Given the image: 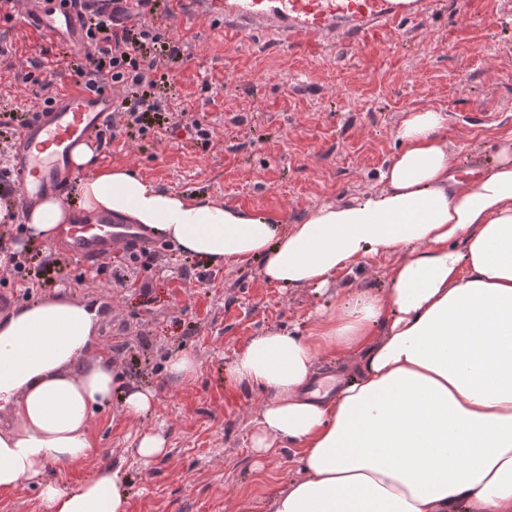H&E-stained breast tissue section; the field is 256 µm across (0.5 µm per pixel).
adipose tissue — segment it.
Masks as SVG:
<instances>
[{
  "label": "adipose tissue",
  "instance_id": "ef3b65f1",
  "mask_svg": "<svg viewBox=\"0 0 512 512\" xmlns=\"http://www.w3.org/2000/svg\"><path fill=\"white\" fill-rule=\"evenodd\" d=\"M441 112L411 113L378 191L278 224L159 188L122 167L84 171L79 209L130 219L209 265L257 260L270 282L323 286L367 258H389L386 289L350 294L307 335L254 337L232 379L267 393L253 447L289 446L299 477L266 512H512V139L464 180ZM69 209L49 197L27 215L28 244L52 241ZM90 314L62 298L0 325V490L39 489L42 512H126L127 477L104 466L82 485L46 480L95 453V408L122 394L129 418L154 394L120 388L112 360L94 354ZM351 357L334 394L306 390L320 353Z\"/></svg>",
  "mask_w": 512,
  "mask_h": 512
}]
</instances>
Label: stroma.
I'll return each mask as SVG.
<instances>
[{
	"label": "stroma",
	"instance_id": "35a3bbf8",
	"mask_svg": "<svg viewBox=\"0 0 512 512\" xmlns=\"http://www.w3.org/2000/svg\"><path fill=\"white\" fill-rule=\"evenodd\" d=\"M150 24L179 38L187 56L155 71L166 111H186L212 131L210 143L182 128L98 148L102 166H128L158 187L188 197L297 223L323 203L380 188L397 154V131L423 109L443 112L444 134L459 175L487 162L512 137V0H444L437 12L402 21L375 38L326 39L320 54L289 49L281 29L256 24L244 41L224 40V15L208 0H158ZM0 113L35 112L66 90L69 64L85 58L64 43L0 15ZM185 254L151 269H129L111 288L76 283L81 270H57L62 287L42 298H74L98 311L95 349L110 354L124 383L147 387L156 405L138 422L120 401L97 412L94 460L48 465L45 477L70 487L97 465L122 464L127 512H263L280 486L298 476L291 449L257 458L251 447L265 393L234 385L236 354L271 330L307 333L318 314L334 312L350 292L387 286V259H366L325 288L266 281L259 263L196 262L203 282L185 281ZM188 353L195 375L174 382L168 359ZM162 427L168 453L134 459L136 428Z\"/></svg>",
	"mask_w": 512,
	"mask_h": 512
}]
</instances>
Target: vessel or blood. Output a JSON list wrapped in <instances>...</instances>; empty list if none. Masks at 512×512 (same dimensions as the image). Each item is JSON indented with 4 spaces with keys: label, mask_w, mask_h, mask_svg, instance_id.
Masks as SVG:
<instances>
[{
    "label": "vessel or blood",
    "mask_w": 512,
    "mask_h": 512,
    "mask_svg": "<svg viewBox=\"0 0 512 512\" xmlns=\"http://www.w3.org/2000/svg\"><path fill=\"white\" fill-rule=\"evenodd\" d=\"M21 21L51 40L79 43L83 17L73 0H24ZM280 9L261 0H224V33H242L254 21L281 28L290 46L315 50L347 22L374 36L399 20L434 9L437 0H279ZM69 88L35 112L8 150L10 177L19 190L17 221L45 197L63 198L74 176L71 152L77 145L104 134L112 123V94L88 89L76 78ZM156 238L141 225L108 214L77 213L60 228L55 244L59 253L82 267L92 268L122 247H156Z\"/></svg>",
    "instance_id": "obj_1"
}]
</instances>
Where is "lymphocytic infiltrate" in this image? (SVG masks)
<instances>
[{
  "label": "lymphocytic infiltrate",
  "mask_w": 512,
  "mask_h": 512,
  "mask_svg": "<svg viewBox=\"0 0 512 512\" xmlns=\"http://www.w3.org/2000/svg\"><path fill=\"white\" fill-rule=\"evenodd\" d=\"M117 2L98 0L96 6L88 7L84 28L94 51L76 69L87 87H98L100 80L106 79L113 89L122 91L123 97L112 118L110 135L114 138L133 131L141 135L149 132L148 115L159 111L161 105L144 95L142 89L149 85V74L157 69L160 55L174 58L181 52L179 40L162 34L147 22V15L155 8L154 0H137V12L131 19ZM38 256L44 264H51V256L41 255L39 248L24 252L9 250L6 235L0 231V269L10 275L28 300L35 297L39 284L29 278L27 267Z\"/></svg>",
  "instance_id": "1"
}]
</instances>
